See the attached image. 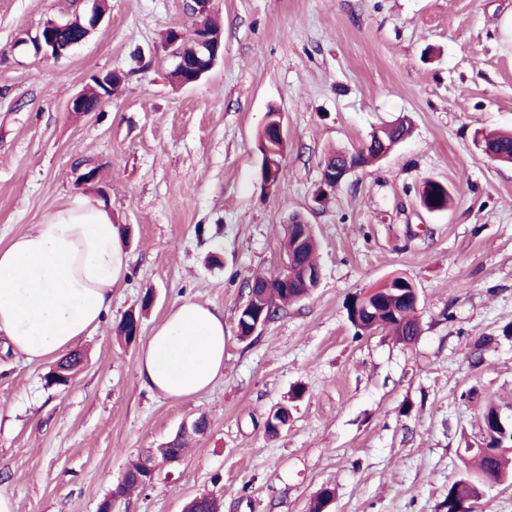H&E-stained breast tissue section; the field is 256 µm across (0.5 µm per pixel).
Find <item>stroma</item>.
I'll list each match as a JSON object with an SVG mask.
<instances>
[{"instance_id": "35a3bbf8", "label": "stroma", "mask_w": 512, "mask_h": 512, "mask_svg": "<svg viewBox=\"0 0 512 512\" xmlns=\"http://www.w3.org/2000/svg\"><path fill=\"white\" fill-rule=\"evenodd\" d=\"M102 23L57 59L13 50L90 0H0V247L78 194L119 224L129 276L75 344L84 365L47 384L55 359L0 344V491L16 512H98L132 460L206 421L180 459L112 512H182L207 493L221 512H443L482 438V413L512 417V164L483 135L512 131V0H213L223 55L174 85L162 34L192 32L187 0H108ZM128 80L90 115L67 111L93 75ZM287 131L280 184L264 188L256 133L270 107ZM410 134L324 204L329 149L352 150L398 120ZM99 169L79 185L77 167ZM454 201L433 213L425 180ZM300 215L320 281L256 335L237 333L246 282L279 263ZM402 276L419 293L412 344L360 335L351 301ZM151 304H144V296ZM190 298L224 316V374L193 399L143 389L142 343ZM141 317L132 340L118 332ZM497 344L477 349L479 337ZM291 412L268 432L273 407Z\"/></svg>"}]
</instances>
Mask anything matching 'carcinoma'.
Listing matches in <instances>:
<instances>
[{
  "instance_id": "obj_1",
  "label": "carcinoma",
  "mask_w": 512,
  "mask_h": 512,
  "mask_svg": "<svg viewBox=\"0 0 512 512\" xmlns=\"http://www.w3.org/2000/svg\"><path fill=\"white\" fill-rule=\"evenodd\" d=\"M86 16H76L67 21V24L57 29L56 38L65 43L76 45L83 40L86 30ZM219 24L207 14L196 19L195 28L188 37L179 34L177 48L186 63L195 59V49L198 37L204 33L213 36L220 35ZM271 120L267 122L258 133V148L262 155V180L271 183L272 187L279 185L281 159L286 144L276 140L271 134V126L276 123L272 113H267ZM408 133V128L400 123L390 125L370 136L366 149L360 151L356 163L365 167L384 157L388 150L402 140ZM484 145L491 150L495 157L505 163H512V134H494L484 139ZM453 201V195L448 186L432 179L423 183L420 192L422 206L431 211H444ZM317 241L305 225L288 223L285 225V261L288 266L281 267L273 274L256 275L248 281V299L244 307L239 310L237 328L243 337L249 334L250 316L247 311L252 310L267 320L275 319L279 312L289 304L298 301V295L304 293V275L318 269L315 262ZM291 277L290 287L282 290L277 287V280L283 273ZM408 280L401 276L392 278L391 285H382L384 291L374 294L369 300V311H359L362 321L353 323L357 333L365 334L377 330H385L396 339L405 344L413 343L421 333V325L416 317V307L409 299L394 298L387 295L388 287L405 288ZM83 363V356L78 351H72L62 357L56 364V369L47 375V382L62 385L69 376ZM496 437L491 441H482L471 449L477 457L474 472H465L459 479L448 486V494L442 503L446 512H475L481 501L483 489L512 480V457L508 450H512V425L506 429L495 430ZM182 430L166 447L157 449V453L164 460L178 458L184 451V436ZM154 464L153 457L147 455L132 461L125 471V480L117 483L113 495L120 498L127 490L137 487V476L143 475L146 464ZM186 509L189 512H221V503L208 494H200L191 499Z\"/></svg>"
}]
</instances>
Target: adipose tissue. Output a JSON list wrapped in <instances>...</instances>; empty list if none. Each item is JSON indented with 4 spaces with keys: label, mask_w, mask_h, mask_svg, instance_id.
<instances>
[{
    "label": "adipose tissue",
    "mask_w": 512,
    "mask_h": 512,
    "mask_svg": "<svg viewBox=\"0 0 512 512\" xmlns=\"http://www.w3.org/2000/svg\"><path fill=\"white\" fill-rule=\"evenodd\" d=\"M124 234L84 195L0 247V336L39 361L89 335L128 273ZM224 372V316L178 301L141 346L137 375L154 395L188 400Z\"/></svg>",
    "instance_id": "1"
}]
</instances>
